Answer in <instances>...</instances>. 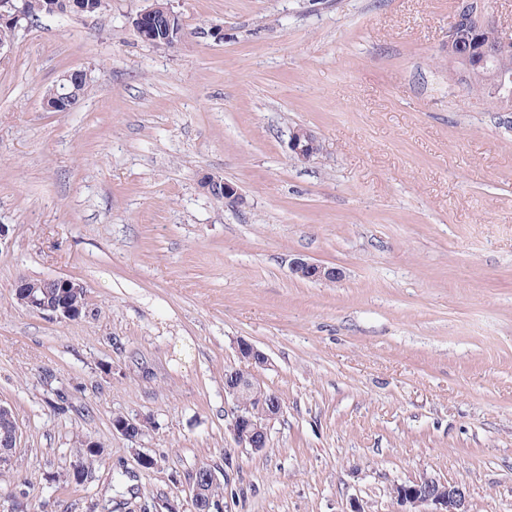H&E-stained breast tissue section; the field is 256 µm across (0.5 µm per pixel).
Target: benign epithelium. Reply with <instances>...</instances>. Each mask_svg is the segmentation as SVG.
Here are the masks:
<instances>
[{
    "label": "benign epithelium",
    "instance_id": "benign-epithelium-1",
    "mask_svg": "<svg viewBox=\"0 0 512 512\" xmlns=\"http://www.w3.org/2000/svg\"><path fill=\"white\" fill-rule=\"evenodd\" d=\"M159 5L155 0L138 12L132 19V27L137 35L146 41L153 40V18ZM53 9L58 13L84 14L87 7L84 0H58ZM493 27L497 32L496 41L474 59L463 51L468 29ZM448 53L460 61L464 71L459 75L466 80L472 70H482L491 83L492 98L501 112H512V77L493 67L497 59L512 54V31L499 24L490 0H460L450 29L448 30ZM88 75L83 70H71L60 74L49 94L42 98V107L50 112H69L73 90L78 84L87 85ZM322 150L318 137L304 126L291 129L288 151L293 158L305 162ZM205 192L211 197L221 198V202L231 208L246 205V197L237 185L215 174H205L200 180ZM291 273L298 279L312 282H335L342 278V271L336 267L297 257L291 262ZM84 294L83 286L68 278H49L47 283L35 282L30 278H19L14 284L17 302L40 314L58 319H76L81 315L78 297ZM236 353L243 367L235 368L224 376V400L231 402L227 429L240 448H249L259 453L265 450L268 442L267 426L282 409L280 401L268 394L256 381L255 373L269 364V357L249 341L237 343ZM146 422L139 418L122 416L112 420V431L124 438H136L143 434ZM19 430L14 428L0 436V463L14 461V448L17 447ZM217 482L215 470L209 468L205 476L195 471L188 477L187 487L194 504L195 512H221L222 504H213L205 495L203 481ZM391 497L399 506L397 512H469L466 494L459 484L434 475L423 474L405 483H397L391 488Z\"/></svg>",
    "mask_w": 512,
    "mask_h": 512
}]
</instances>
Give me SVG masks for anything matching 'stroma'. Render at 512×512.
Instances as JSON below:
<instances>
[{"instance_id": "stroma-1", "label": "stroma", "mask_w": 512, "mask_h": 512, "mask_svg": "<svg viewBox=\"0 0 512 512\" xmlns=\"http://www.w3.org/2000/svg\"><path fill=\"white\" fill-rule=\"evenodd\" d=\"M146 5L46 15L0 52V512H194L202 466L225 512H397L425 472L512 512V116L448 78L456 0H172V48L135 33ZM74 69L80 106L44 111ZM298 256L343 276L295 278ZM22 276L79 281L85 313L28 310ZM242 340L282 405L259 454L225 417ZM322 150L318 137L304 126L292 127L288 140L290 156L298 161H309ZM205 192L211 196H222L221 202L224 206L241 208L246 205V197L237 185L224 180L223 177L215 174H205L200 180ZM1 417L9 420L12 424L9 422H0V435L2 436H0V463L11 464L14 461V449L12 448L17 447L19 430L16 425H14L12 429L16 418L10 406L0 403V418ZM4 431L8 432L4 433ZM200 469V468H199ZM197 469L195 472H193L188 477L187 481V487L188 491L191 495L192 502L194 504V508L196 512H211L214 509L215 511H224L223 506L221 503H217L215 501V504L212 506L211 500L206 497L205 493V487L202 484L203 480L211 481L213 483H217L218 476L215 472V470L211 468H207V473L203 477V479L200 476V470Z\"/></svg>"}]
</instances>
